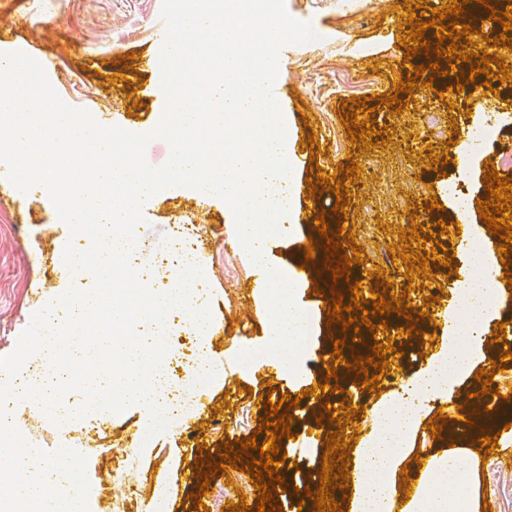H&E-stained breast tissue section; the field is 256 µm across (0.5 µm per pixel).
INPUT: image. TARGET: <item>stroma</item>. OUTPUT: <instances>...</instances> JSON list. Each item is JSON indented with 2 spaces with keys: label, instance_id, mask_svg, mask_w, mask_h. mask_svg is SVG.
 I'll return each mask as SVG.
<instances>
[{
  "label": "stroma",
  "instance_id": "obj_1",
  "mask_svg": "<svg viewBox=\"0 0 512 512\" xmlns=\"http://www.w3.org/2000/svg\"><path fill=\"white\" fill-rule=\"evenodd\" d=\"M161 7L162 0H0V26H13V37L0 44V53L14 51L19 43L28 45L31 58L60 87L63 102L112 118L116 127L128 132L144 134L159 124L165 106L157 74L144 65L165 24ZM285 7L317 36L313 42L285 45L278 57L276 82L288 99L289 120L296 130L291 152L297 178L307 183L314 165L338 175L340 163L352 150L360 166L358 180L348 184L351 202L346 227L356 235L364 253L362 264L352 265L349 280H333L331 272L325 271L324 240L315 225L320 215L329 228H336L333 192L316 199L302 197L294 237L271 239V263L289 269L303 256L306 244L315 246L304 291L315 315L304 365L314 381L324 383L333 342L342 336L340 325L329 323L328 302L315 296V288L326 290L334 284L344 291L349 282L370 285L381 275L391 281L390 294H408L413 309L422 314L417 334L403 337L402 354L391 355L389 373L375 391L355 384L347 364L353 355H369L375 343H388L390 335L405 326L404 317L390 314L387 330L374 335L368 327H361L360 342L355 343L353 354L344 355V364L337 369L340 389L331 393L330 406L338 408L343 398H350L357 414L345 431L361 437L366 433L369 409L387 400L438 350L440 315L449 300L444 288L451 280L469 276L461 258L455 257L446 267L431 262V276L417 274L406 279L405 264L393 254L404 246L402 235L412 224L409 215L419 211L417 222L423 229L433 228L444 212L452 211L460 192L471 201L468 216L472 224L482 225L477 203L488 196L485 167L493 166L499 177L512 178V166L503 163L505 156H512V94L478 89L463 96L454 89L455 74H447L449 92L441 98L427 96L423 107L393 115L388 106L378 105L374 126L387 129L388 139L374 147L355 148L340 120L342 105L350 98L360 102L372 95L384 97L398 83L407 55L399 44L408 30L404 0H285ZM474 115L498 121L501 133L483 152L464 162L448 141ZM311 135L317 140L313 150L305 145ZM432 152L449 156L447 164L434 172L427 160ZM431 199L439 207L430 212L426 203ZM143 213L146 222L138 228L137 245L146 253L163 249L176 224L195 226L205 243L201 267L207 275L212 359L223 361L243 341L261 340L265 324L254 312V270L231 244L233 218L223 200L204 201L195 189L172 187L158 192ZM70 241L80 249L88 244L85 236L70 235L43 187L19 196L8 176L0 175V356L15 350L32 315L50 300L62 274L58 255ZM451 268L456 269V277H448ZM503 366L499 395H480L477 379L468 378L453 396L434 400L425 411L426 422L436 411L446 414L441 438H433L425 423L411 441L418 459L438 447L474 448L485 427V411L499 414L502 428L497 432V445L479 467V500L486 503L487 512H512V466L503 460L504 454H512V360ZM286 391L277 377L269 382L238 372L218 377L203 390L183 422L169 426L150 446L139 450L134 447L136 434L149 416L136 405L119 413L96 412L72 421L62 441L50 433L45 414L24 409L20 421L39 449L52 453L65 446L85 456L89 512H111L121 504L127 505V512H196L199 503L208 512H226L230 502L244 500L255 505L254 485L248 475L234 470L227 476L216 475L209 492L195 499L199 490L197 447L224 437L231 441L251 437L265 412L261 395L270 394L277 402ZM228 395L235 403L229 418L222 413ZM319 415L317 406L301 403L292 412L293 435L283 441L285 465L300 478L319 476L322 468L325 439L332 426L319 423ZM128 452L134 455L131 468L116 473L113 456ZM131 485L138 495L127 502L123 494Z\"/></svg>",
  "mask_w": 512,
  "mask_h": 512
}]
</instances>
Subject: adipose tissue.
Listing matches in <instances>:
<instances>
[{
    "mask_svg": "<svg viewBox=\"0 0 512 512\" xmlns=\"http://www.w3.org/2000/svg\"><path fill=\"white\" fill-rule=\"evenodd\" d=\"M478 276L458 284L442 315L443 344L401 392L372 409L362 448L354 453L349 512H477L474 462L468 449L446 448L427 458L426 471L411 495L400 490L411 457L409 442L426 403L450 395L481 360L487 321L500 304L483 283L496 258L466 254Z\"/></svg>",
    "mask_w": 512,
    "mask_h": 512,
    "instance_id": "adipose-tissue-1",
    "label": "adipose tissue"
}]
</instances>
